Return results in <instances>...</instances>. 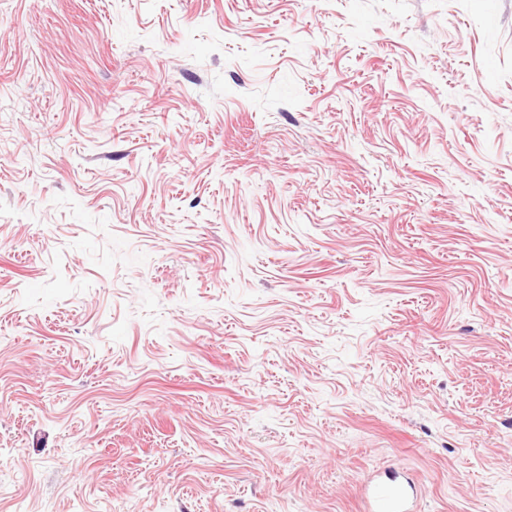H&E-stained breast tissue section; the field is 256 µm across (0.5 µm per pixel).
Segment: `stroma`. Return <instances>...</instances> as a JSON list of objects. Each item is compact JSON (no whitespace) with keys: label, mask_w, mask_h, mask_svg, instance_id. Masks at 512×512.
Wrapping results in <instances>:
<instances>
[{"label":"stroma","mask_w":512,"mask_h":512,"mask_svg":"<svg viewBox=\"0 0 512 512\" xmlns=\"http://www.w3.org/2000/svg\"><path fill=\"white\" fill-rule=\"evenodd\" d=\"M512 512V0H0V512ZM369 512H415L416 495L412 486L394 473L373 474L365 486Z\"/></svg>","instance_id":"1"}]
</instances>
